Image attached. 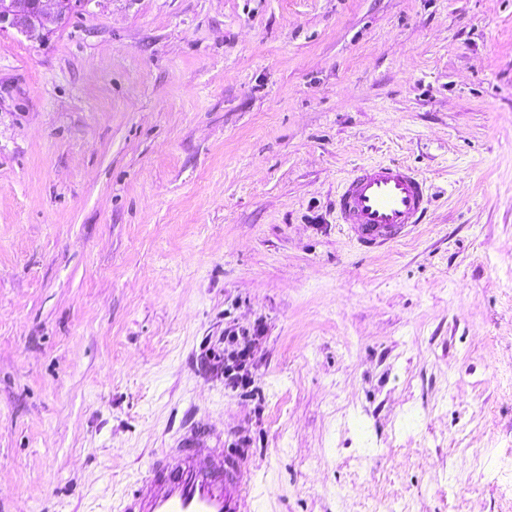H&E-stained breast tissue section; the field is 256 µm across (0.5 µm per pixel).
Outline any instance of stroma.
<instances>
[{"instance_id": "35a3bbf8", "label": "stroma", "mask_w": 512, "mask_h": 512, "mask_svg": "<svg viewBox=\"0 0 512 512\" xmlns=\"http://www.w3.org/2000/svg\"><path fill=\"white\" fill-rule=\"evenodd\" d=\"M378 162L430 206L368 249L335 200ZM197 425L253 512H512V0L0 33V512H108ZM252 336L240 335L231 330L224 336V379L237 386L248 381V360Z\"/></svg>"}]
</instances>
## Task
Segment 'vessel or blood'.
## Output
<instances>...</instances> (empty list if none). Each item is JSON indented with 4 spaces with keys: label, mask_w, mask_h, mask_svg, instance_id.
<instances>
[{
    "label": "vessel or blood",
    "mask_w": 512,
    "mask_h": 512,
    "mask_svg": "<svg viewBox=\"0 0 512 512\" xmlns=\"http://www.w3.org/2000/svg\"><path fill=\"white\" fill-rule=\"evenodd\" d=\"M428 187L412 169L379 163L356 169L336 198L340 223L361 243L392 242L424 223ZM251 477L240 457L205 447L198 430L186 432L178 447L155 455L118 512H251Z\"/></svg>",
    "instance_id": "b4317fda"
}]
</instances>
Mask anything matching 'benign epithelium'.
<instances>
[{"mask_svg":"<svg viewBox=\"0 0 512 512\" xmlns=\"http://www.w3.org/2000/svg\"><path fill=\"white\" fill-rule=\"evenodd\" d=\"M90 0H0V29L9 26L22 33L50 31L70 14L86 8Z\"/></svg>","mask_w":512,"mask_h":512,"instance_id":"benign-epithelium-1","label":"benign epithelium"}]
</instances>
